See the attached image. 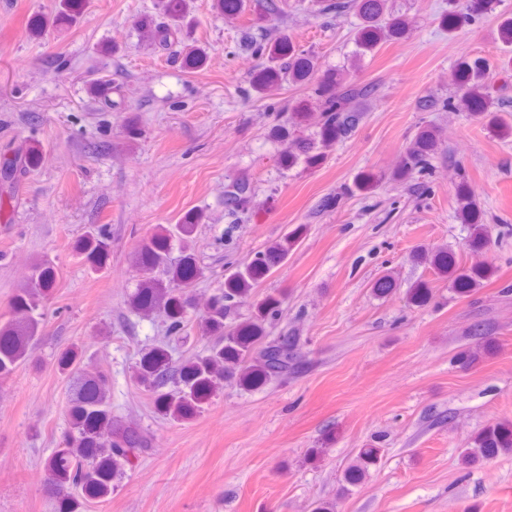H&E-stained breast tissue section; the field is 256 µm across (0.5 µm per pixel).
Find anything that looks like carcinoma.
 <instances>
[{
    "instance_id": "carcinoma-1",
    "label": "carcinoma",
    "mask_w": 512,
    "mask_h": 512,
    "mask_svg": "<svg viewBox=\"0 0 512 512\" xmlns=\"http://www.w3.org/2000/svg\"><path fill=\"white\" fill-rule=\"evenodd\" d=\"M251 5L256 18L267 23L263 34L253 32L249 23L239 26L238 52L254 61L250 80L253 91L264 98L271 88L282 82L304 84L314 91L315 108L320 114L315 131L306 137L295 134L300 113L281 105L277 112H286L288 117L277 119L268 132V140L278 147L280 169L289 171L300 164L308 167L319 161L330 147L352 137L365 113L372 111L379 102L378 85L348 81L343 73L360 67L381 44L407 38L411 31L409 22L393 14L392 0H311V12L317 17L351 11L358 18L353 35L354 49L346 55L341 72L330 76L321 72L313 54L281 30L284 20L281 0H216V8L224 16L240 17ZM492 5L493 0H448V11L442 14L441 23L450 31L477 24L492 10ZM162 8L167 14L166 23L156 24L147 19L138 24V29L146 30L150 43L161 49L176 42L184 43L188 64L202 62V51L186 43L193 26L187 0H162ZM497 41L503 49L499 69L508 74L512 72V18L500 24ZM489 70L490 65L483 57L461 62L455 74V90L445 96L433 93L420 96L417 111L465 112L477 120L504 111L512 101L490 92ZM110 89L111 82L107 79L87 82L91 98L106 106L113 105ZM441 148V131L436 126H418L389 179L405 184L412 182L413 190L425 194L427 178ZM38 156V149L30 147L22 161L1 158L0 182L4 184L15 178L19 163L34 164ZM255 195L256 184L248 174L237 173L225 179L226 244H232L242 226L249 223L250 205ZM455 202L457 219L472 225L469 249L481 252L489 248L492 226L480 222V207L463 182L455 190ZM195 221L196 218L190 217L167 234L152 236L135 255V263L146 274V279L132 297L131 306L139 312H163L169 319L172 333L185 327L186 310L191 304L190 291L202 271L190 256L174 258L170 240L186 241L194 232ZM301 232L302 228L298 227L275 246L257 252L247 264L229 268L224 287L210 297L199 315L203 330L214 337L203 351L178 366L170 365L167 350L160 346L143 355L138 379L155 394L159 412L181 420L189 419L226 384L252 389L288 376L293 369L299 339L287 332L265 339V324L279 315L281 298L266 296L254 316L231 328L226 327L225 321L250 302L255 288L265 277L285 263ZM85 247L94 258H104L109 250L106 227H99L92 238L85 240ZM430 264L451 278L461 297L479 287L491 270L485 263L462 267L452 253L444 251L432 252ZM53 285V270L40 264L34 267L30 283L15 295L16 317L0 327V378L33 361L31 345L40 334L42 321L40 301ZM431 298V290L423 284L407 291V299L414 306H424ZM81 355L82 349L71 345L58 359L59 369L72 378V430L42 463L45 481L57 498L59 512H81L85 502L109 494L130 465L136 445L141 443L133 430L112 424L106 379L92 380L77 375ZM169 384L172 389L162 391ZM511 453L512 421L505 420L472 435L460 453V460L469 465L490 462L501 454ZM380 459L379 448L358 449L355 463L344 475L345 482L351 486L362 484L369 467L377 465Z\"/></svg>"
}]
</instances>
